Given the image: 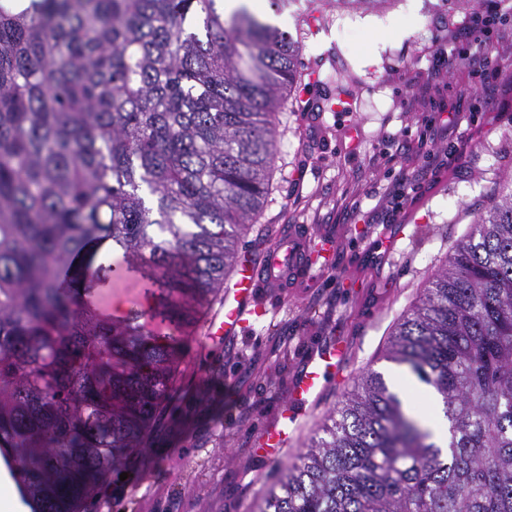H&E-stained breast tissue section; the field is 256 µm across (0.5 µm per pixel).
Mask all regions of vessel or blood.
<instances>
[{
  "mask_svg": "<svg viewBox=\"0 0 512 512\" xmlns=\"http://www.w3.org/2000/svg\"><path fill=\"white\" fill-rule=\"evenodd\" d=\"M333 233H315L305 226H293L279 233L260 260L240 257L223 290V312L205 314L204 336L210 341H231L250 317L258 312V296L266 292L287 296L294 288L313 283L319 268L314 255L334 251ZM349 349L336 340L317 349L293 379L288 391L287 411L308 408L323 392L332 373L346 369ZM291 431L281 424L267 427L255 442L264 457H279L287 448Z\"/></svg>",
  "mask_w": 512,
  "mask_h": 512,
  "instance_id": "b4317fda",
  "label": "vessel or blood"
}]
</instances>
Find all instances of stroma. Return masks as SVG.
Masks as SVG:
<instances>
[{
	"instance_id": "obj_1",
	"label": "stroma",
	"mask_w": 512,
	"mask_h": 512,
	"mask_svg": "<svg viewBox=\"0 0 512 512\" xmlns=\"http://www.w3.org/2000/svg\"><path fill=\"white\" fill-rule=\"evenodd\" d=\"M418 4L414 15L409 0L336 7L314 29L295 8L276 12L277 28L299 45L300 77H316L311 96L322 110L310 115L293 96L280 112L274 188L241 251L259 255L291 224L317 232L329 226L335 266L312 286L267 303L266 315L231 344L207 342L198 330L178 337L172 391L127 479L111 475L80 512H252L346 389L345 381L329 380L284 457L253 453L259 433L282 421L290 383L314 350L342 336L351 347L348 379L371 369L388 383L399 371L382 354L388 335L512 171V154L502 151L512 144V34L492 54L501 73L488 104L465 98L474 81L468 48H459L440 78L444 101L468 133L452 155V133L428 125L419 86L433 53L447 48L449 23L469 21L473 10L447 0ZM393 21L409 36L394 38ZM383 152L394 162L380 165ZM393 226L402 236L392 263L367 268ZM118 301L146 307L137 276L114 275L99 294L106 312Z\"/></svg>"
}]
</instances>
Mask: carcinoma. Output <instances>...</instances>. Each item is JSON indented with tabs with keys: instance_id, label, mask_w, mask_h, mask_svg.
<instances>
[{
	"instance_id": "cac0c4a2",
	"label": "carcinoma",
	"mask_w": 512,
	"mask_h": 512,
	"mask_svg": "<svg viewBox=\"0 0 512 512\" xmlns=\"http://www.w3.org/2000/svg\"><path fill=\"white\" fill-rule=\"evenodd\" d=\"M297 61L287 33L216 0L0 6V444L39 512H74L139 448L179 355L137 320L184 333L224 287ZM101 236L122 264L67 277ZM124 269L153 303L114 323L72 283ZM384 355L441 397L448 451L369 369L258 512H512V175Z\"/></svg>"
}]
</instances>
